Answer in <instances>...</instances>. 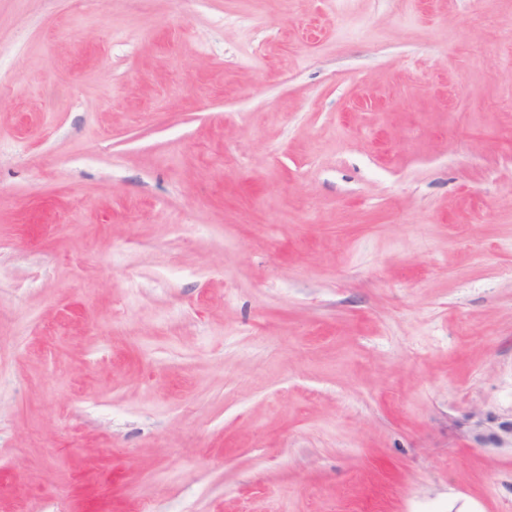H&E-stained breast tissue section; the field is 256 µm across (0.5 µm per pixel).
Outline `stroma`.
I'll return each mask as SVG.
<instances>
[{"label": "stroma", "instance_id": "35a3bbf8", "mask_svg": "<svg viewBox=\"0 0 512 512\" xmlns=\"http://www.w3.org/2000/svg\"><path fill=\"white\" fill-rule=\"evenodd\" d=\"M512 512V0H0V512Z\"/></svg>", "mask_w": 512, "mask_h": 512}]
</instances>
